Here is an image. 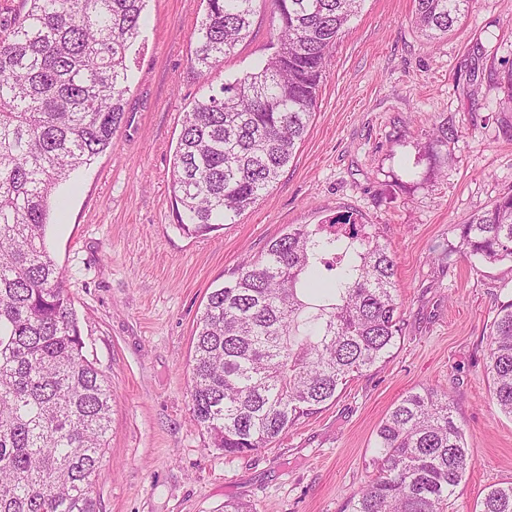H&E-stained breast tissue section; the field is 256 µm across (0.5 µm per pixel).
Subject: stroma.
<instances>
[{
  "label": "stroma",
  "instance_id": "obj_1",
  "mask_svg": "<svg viewBox=\"0 0 512 512\" xmlns=\"http://www.w3.org/2000/svg\"><path fill=\"white\" fill-rule=\"evenodd\" d=\"M414 0H365L332 49L318 108L276 186L209 234L172 208L183 114L212 85L269 54L271 18L212 74L191 70L203 0H149L111 147L57 190L47 247L64 275L85 354L112 387L96 478L100 512H348L375 474V432L410 390H446L472 451L453 512L512 482V419L486 374L487 326L512 300V262L460 256L462 224L512 192V0H476L428 41ZM447 126V147L430 140ZM340 213L377 225L395 254L402 334L385 362L266 448L227 455L189 406L194 336L209 294L291 224Z\"/></svg>",
  "mask_w": 512,
  "mask_h": 512
}]
</instances>
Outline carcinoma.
Segmentation results:
<instances>
[{
  "mask_svg": "<svg viewBox=\"0 0 512 512\" xmlns=\"http://www.w3.org/2000/svg\"><path fill=\"white\" fill-rule=\"evenodd\" d=\"M146 0H24L0 33V512H98L112 388L83 354L63 273L46 248L60 183L112 145ZM191 68L217 69L270 5L273 52L184 113L173 156L178 227L205 235L273 188L316 112L331 50L365 0H204ZM475 0H415L435 40ZM512 261V193L462 225L457 249ZM396 261L371 224H290L210 293L189 395L231 455L266 448L385 361L400 337ZM492 400L512 418V302L489 326ZM375 477L349 512H448L472 460L448 392L409 391L376 430ZM479 512H512V482Z\"/></svg>",
  "mask_w": 512,
  "mask_h": 512,
  "instance_id": "1",
  "label": "carcinoma"
}]
</instances>
